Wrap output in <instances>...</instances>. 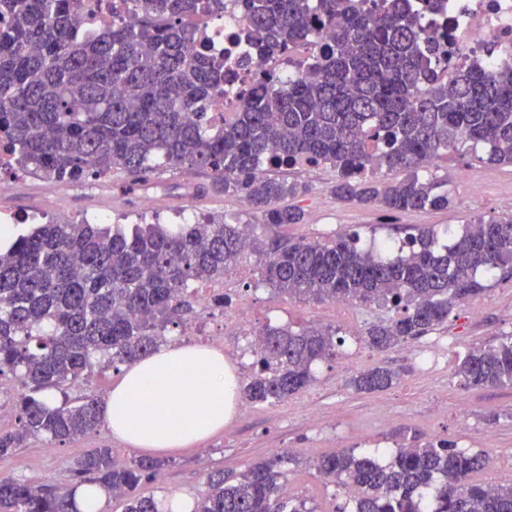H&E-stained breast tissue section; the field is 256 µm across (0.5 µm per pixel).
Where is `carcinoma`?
<instances>
[{
	"instance_id": "carcinoma-1",
	"label": "carcinoma",
	"mask_w": 512,
	"mask_h": 512,
	"mask_svg": "<svg viewBox=\"0 0 512 512\" xmlns=\"http://www.w3.org/2000/svg\"><path fill=\"white\" fill-rule=\"evenodd\" d=\"M141 16L98 36L80 33L78 0H0V148L51 185L91 186L120 170L146 188L158 157L173 169L203 173L213 193H238L262 217L249 224L259 276L285 298L346 299L391 311L370 325L368 346L407 344L448 321L455 307L482 295L477 272L512 269V215L473 219L438 246L419 228L401 242L365 249L360 234L328 241L260 237L259 228L299 224L303 210L283 206L308 187L267 175L274 167L330 164L332 192L386 212L452 203L424 178L435 160L467 142L488 147L486 161L512 164V68L474 63L448 82L444 50L425 35L411 0L367 8V0H238L254 52L269 59L330 33L306 74L284 86L265 72L217 122L227 68L198 39L194 18L224 13V0H142ZM405 177L384 182L379 174ZM243 256L242 225L75 224L49 221L17 234L0 250V376L26 390L18 426L0 429V459L31 438L64 441L100 423L93 395L60 403L51 389L73 386L94 368L126 365L162 346L167 324L192 309L196 285L224 278ZM335 329L266 326L249 381L250 404L283 401L310 385L315 363L334 361ZM455 376L480 388L512 387V337L469 351ZM398 374L376 367L352 380L360 392L391 387ZM276 456L229 482L208 474L193 512H317L289 496ZM483 453L448 439L411 437L389 462L343 449L314 462L343 490L359 489L350 512H512V482L480 485L470 476ZM165 466L142 457L118 462L91 448L67 468L74 485L127 498L125 512H159L138 492ZM0 512H76L72 490L0 477Z\"/></svg>"
}]
</instances>
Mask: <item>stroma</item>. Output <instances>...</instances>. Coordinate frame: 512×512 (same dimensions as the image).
<instances>
[{
	"label": "stroma",
	"instance_id": "35a3bbf8",
	"mask_svg": "<svg viewBox=\"0 0 512 512\" xmlns=\"http://www.w3.org/2000/svg\"><path fill=\"white\" fill-rule=\"evenodd\" d=\"M485 146L466 155L449 154L436 161L431 171L445 181L452 206L445 211L420 210L388 213L373 207L345 204L331 188L336 172L330 165L290 171V178L305 182L309 191L295 203L305 212L300 224L284 227L294 239L322 241L339 233L358 231L363 243L401 240L406 228L434 226L460 230L476 218L496 219L512 213V166L485 162ZM467 166L471 180H458L456 170ZM156 198L150 210L132 207L131 196L122 185L127 177L114 172L107 190L72 188L68 203H61V186L50 185L35 176L14 194L0 198V207L10 213L38 219L95 220L110 216L113 223L143 220L170 224L185 213L225 218L242 224H256L259 214L241 206L236 195L211 193L185 197L176 191L179 183L202 184V174L187 175L169 167L157 168ZM252 317L274 326L295 328L318 324L336 328L347 335L346 323L330 313L329 302L291 301L271 288L249 282ZM483 314L478 320L467 316V306L456 307L446 324L431 331V338L450 344L445 365L424 372L411 347L380 351L363 346L352 367L337 362L319 363L310 386L288 400L264 405H247L236 413L223 430L201 444L167 453L166 466L156 479L146 481L141 492L157 498L182 492L197 498L207 488L210 470L223 469L226 477L240 474L248 464L288 454V483L306 498L317 512H337L346 498L312 469V462L341 448L358 451L396 449L402 431L429 438H447L458 447L484 452L490 466L475 474L479 483H489L492 471L512 473V387L468 388L455 377L454 368L470 348L496 343L512 335V275L498 274L488 280L478 299ZM385 367L398 372L397 383L372 393L355 391L351 379L360 372ZM112 448L122 459L136 458V451L115 439L106 427L94 434L65 441L40 437L0 460V476L68 485L66 466L86 450Z\"/></svg>",
	"mask_w": 512,
	"mask_h": 512
}]
</instances>
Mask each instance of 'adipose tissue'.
I'll list each match as a JSON object with an SVG mask.
<instances>
[{
	"instance_id": "obj_1",
	"label": "adipose tissue",
	"mask_w": 512,
	"mask_h": 512,
	"mask_svg": "<svg viewBox=\"0 0 512 512\" xmlns=\"http://www.w3.org/2000/svg\"><path fill=\"white\" fill-rule=\"evenodd\" d=\"M239 387L221 349L173 342L125 366L103 421L133 450L175 451L222 430L237 411Z\"/></svg>"
}]
</instances>
